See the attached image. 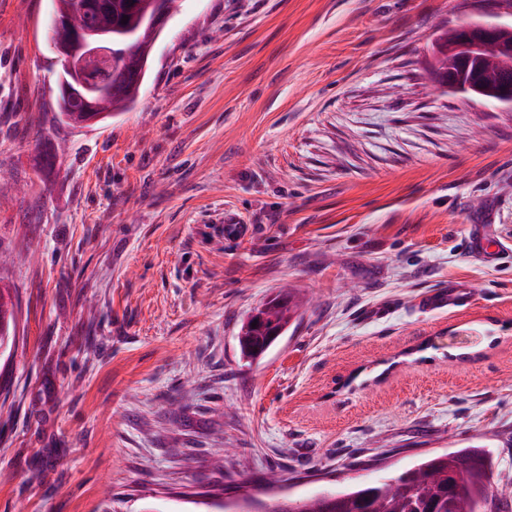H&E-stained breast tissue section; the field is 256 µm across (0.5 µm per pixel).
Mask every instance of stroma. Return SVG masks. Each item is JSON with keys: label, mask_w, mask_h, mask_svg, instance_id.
I'll use <instances>...</instances> for the list:
<instances>
[{"label": "stroma", "mask_w": 512, "mask_h": 512, "mask_svg": "<svg viewBox=\"0 0 512 512\" xmlns=\"http://www.w3.org/2000/svg\"><path fill=\"white\" fill-rule=\"evenodd\" d=\"M51 15L0 0V512H224L272 470L310 496L471 445L512 480V258L466 249L512 242V110L426 71L512 5L180 0L135 105L82 128ZM457 280L471 303L419 308ZM285 286L298 320L242 360ZM508 245L496 241L493 234L484 232L478 226L471 227L466 242V248L472 256L488 263L509 258L512 248L510 243ZM8 307L4 302L2 290L0 289V346L3 345L6 339V345L15 342L16 339V315L13 308Z\"/></svg>", "instance_id": "1"}]
</instances>
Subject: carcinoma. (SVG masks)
<instances>
[{
    "instance_id": "1",
    "label": "carcinoma",
    "mask_w": 512,
    "mask_h": 512,
    "mask_svg": "<svg viewBox=\"0 0 512 512\" xmlns=\"http://www.w3.org/2000/svg\"><path fill=\"white\" fill-rule=\"evenodd\" d=\"M138 5L109 15L101 10H89L83 16L86 24H119L123 16L124 34L112 35L113 49L120 63L98 73L112 85V110L123 111L135 103L141 85L128 77L131 68L147 55L156 35L141 25L146 13L145 0ZM58 95L64 96V83H58ZM67 96V95H65ZM68 111L58 113L59 121L78 126L83 119L82 98L67 96ZM299 309L289 292H280L263 303L259 320L248 317L241 323L237 340L242 359L253 362L262 357L275 343V336L285 334ZM16 339L14 308L4 302L0 293V346ZM495 501L498 510L512 504V482L502 483L493 473L489 451L483 446L450 449L424 457L414 467L395 477L364 482L343 491L294 498L288 507L273 506L270 512H486L487 502Z\"/></svg>"
}]
</instances>
